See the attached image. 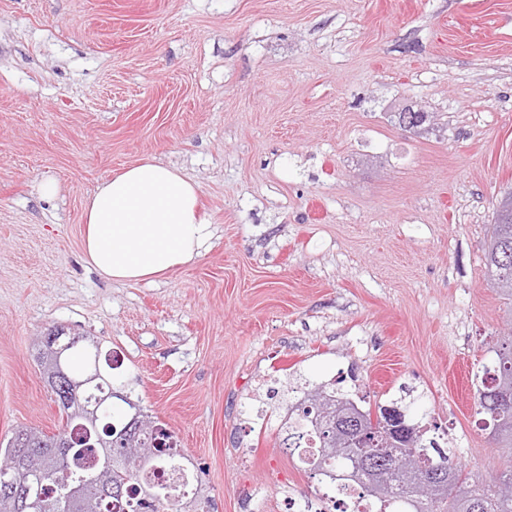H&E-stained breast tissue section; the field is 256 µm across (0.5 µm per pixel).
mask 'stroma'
<instances>
[{"mask_svg":"<svg viewBox=\"0 0 512 512\" xmlns=\"http://www.w3.org/2000/svg\"><path fill=\"white\" fill-rule=\"evenodd\" d=\"M143 159L198 184L213 236L115 283L83 207ZM510 189L512 0H0V441L59 430L33 347L62 326L117 357L210 512L323 488L250 416L270 388L275 416L329 383L398 407L491 479L512 450L474 375L512 318L484 260Z\"/></svg>","mask_w":512,"mask_h":512,"instance_id":"stroma-1","label":"stroma"}]
</instances>
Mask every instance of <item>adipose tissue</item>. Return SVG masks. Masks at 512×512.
<instances>
[{
  "instance_id": "1",
  "label": "adipose tissue",
  "mask_w": 512,
  "mask_h": 512,
  "mask_svg": "<svg viewBox=\"0 0 512 512\" xmlns=\"http://www.w3.org/2000/svg\"><path fill=\"white\" fill-rule=\"evenodd\" d=\"M198 203L197 185L176 167L153 159L126 166L84 205L87 263L106 279L129 282L193 262L212 237Z\"/></svg>"
}]
</instances>
